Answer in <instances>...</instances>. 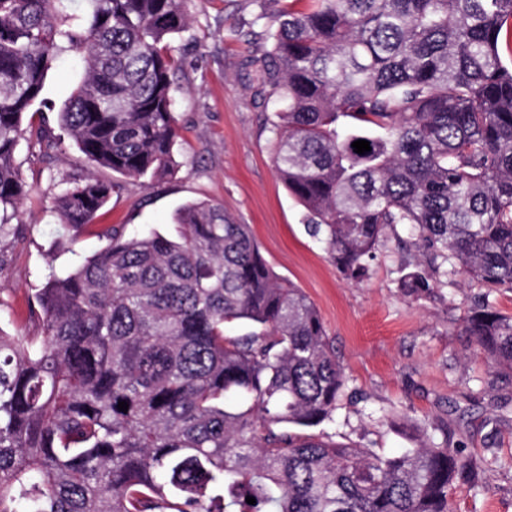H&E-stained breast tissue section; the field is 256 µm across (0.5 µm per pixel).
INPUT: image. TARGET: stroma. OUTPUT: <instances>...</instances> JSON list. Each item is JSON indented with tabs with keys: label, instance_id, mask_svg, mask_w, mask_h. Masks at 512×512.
<instances>
[{
	"label": "stroma",
	"instance_id": "stroma-1",
	"mask_svg": "<svg viewBox=\"0 0 512 512\" xmlns=\"http://www.w3.org/2000/svg\"><path fill=\"white\" fill-rule=\"evenodd\" d=\"M304 0H189L190 24L176 35L175 116L180 137L175 175L131 179L99 170L117 188L94 224L72 231L59 224L55 198L63 179L91 169L57 122V113L83 76L73 57L50 70L35 108L58 151L21 144L16 163L28 195L8 233L0 235V328L38 336L42 322L29 304L50 275L107 246L110 225L126 234L155 229L173 237L175 214L191 201L224 206L250 225L273 270L301 288L316 306L348 377L349 397L326 430L335 440L390 455L411 447L405 432L387 427L392 415L426 430L447 426L468 449L490 450L499 463L482 485L451 494L455 512H512V373L493 371L463 330L482 298L512 313V289L485 292L467 276L413 300L400 287L418 255L409 228L397 226L379 244L367 276L346 279L324 245L311 237L303 210L272 160L273 103L256 93L251 58L269 50L267 31L288 7Z\"/></svg>",
	"mask_w": 512,
	"mask_h": 512
}]
</instances>
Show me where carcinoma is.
I'll use <instances>...</instances> for the list:
<instances>
[{
  "label": "carcinoma",
  "instance_id": "obj_1",
  "mask_svg": "<svg viewBox=\"0 0 512 512\" xmlns=\"http://www.w3.org/2000/svg\"><path fill=\"white\" fill-rule=\"evenodd\" d=\"M64 2L0 0V235L26 197L21 141L53 147L25 117L65 53L83 78L58 121L91 167L176 170L171 40L188 0H85L77 25ZM310 2L254 60L308 230L351 280L408 224L422 244L409 293L460 269L512 288V0ZM115 188L62 180L59 223H93ZM175 220V238L110 228L49 278L42 335L0 327V512H453L455 485L486 480L494 461L445 426L394 455L310 432L347 383L317 308L223 206ZM236 323L257 331L227 334ZM464 329L512 371V314L485 298Z\"/></svg>",
  "mask_w": 512,
  "mask_h": 512
}]
</instances>
